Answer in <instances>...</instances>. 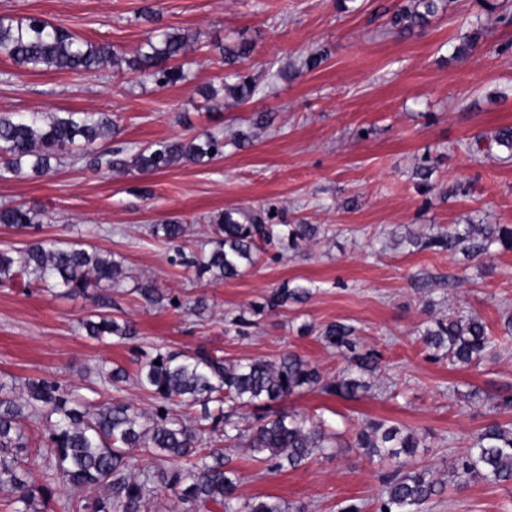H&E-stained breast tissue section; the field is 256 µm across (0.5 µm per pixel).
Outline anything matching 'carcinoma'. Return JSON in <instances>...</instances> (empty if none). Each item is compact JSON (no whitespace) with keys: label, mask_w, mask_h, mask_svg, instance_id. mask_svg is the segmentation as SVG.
Listing matches in <instances>:
<instances>
[{"label":"carcinoma","mask_w":512,"mask_h":512,"mask_svg":"<svg viewBox=\"0 0 512 512\" xmlns=\"http://www.w3.org/2000/svg\"><path fill=\"white\" fill-rule=\"evenodd\" d=\"M436 8L435 0H411L392 16L391 25L401 29L420 25ZM198 41L196 34L155 29L137 54L127 59L109 43L82 38L44 19L0 16V56L26 71L94 73L110 63L149 78L158 88L189 80L183 60ZM218 48L230 67L253 52L245 42L221 43ZM222 88L241 102L259 92L256 80L237 69L230 80L222 82ZM120 131L104 112L0 114V177H39L65 158L91 169L127 168L149 176L180 162L202 164L224 154V139L213 134L159 141L137 149L128 162L94 148L98 140L116 138ZM276 218L269 208L226 210L212 219L211 248L200 254H188L177 246L184 233L177 221L155 224L151 233L173 247L170 264L232 280L265 255L282 257L274 251L275 245L287 242L296 247L318 233L314 224H278ZM35 223L36 213L23 205L0 207V224L23 231ZM412 244L419 250L463 251L471 257L494 248L511 251L512 225L457 224L446 232L416 238ZM21 275H32L45 287L68 294L88 287L91 280L99 286H116L124 272L120 264L90 245L39 239L24 250L0 249V285ZM137 292L153 305L166 301L177 308L183 306L163 295L152 281L141 283ZM308 294L309 289L302 285L291 288L284 284L270 296L268 305L300 302ZM80 327L96 340L137 336L131 322L119 321L106 312L87 317ZM354 333L355 328L343 322H332L319 331L321 342L346 362L330 378L294 352L276 361L227 363L202 350L188 354L157 348L136 376L138 386L155 401L145 425L144 414L131 402L113 400L93 411L55 380H28L24 398L15 394L16 383L0 381V494L5 495V506L10 512H44L56 487L74 485L85 495L67 502V512H148L158 488L172 493L189 512L211 506L222 512H307L302 504L291 507L273 496L241 500L239 477L224 468V453L208 444L212 434H222L228 446L249 448L254 460L268 464L271 471L297 468L325 453L335 435L327 432L322 422L288 409L285 403L310 391L343 399L367 391L364 377L379 369L380 358L373 350L360 351ZM421 340L434 359L446 357L453 366L478 363L494 355L497 347L483 320L463 312L426 326ZM197 405L202 407L198 418L173 413L175 406L188 409ZM244 408L257 410L247 430L231 421L233 412ZM37 423L45 427V441L35 462L26 429ZM353 447L365 450L369 459H377L389 470L377 512H422V506L443 494L448 483L461 490L479 480L512 482V421L495 420L473 437L467 448L449 461L446 484L414 461L417 439L384 421H373L358 432ZM141 454L158 458L169 467L142 471ZM34 465L42 474L38 485L29 480Z\"/></svg>","instance_id":"obj_1"}]
</instances>
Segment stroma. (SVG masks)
<instances>
[{
	"label": "stroma",
	"instance_id": "35a3bbf8",
	"mask_svg": "<svg viewBox=\"0 0 512 512\" xmlns=\"http://www.w3.org/2000/svg\"><path fill=\"white\" fill-rule=\"evenodd\" d=\"M407 0H0V15L40 17L133 56L153 28L198 34L190 81L163 89L128 70L91 74L30 73L0 58V114L108 112L121 128L108 148L127 159L134 147L202 133L252 139L228 145L205 164L179 163L142 177L62 164L42 178H0V206L38 212L24 232L0 225V248L35 239L83 242L120 263L116 287L60 294L36 282L0 287V380L50 377L98 406L113 397L150 412L136 383L139 362L154 348H204L225 361L276 360L292 351L332 376L344 361L316 331L331 322L356 329L377 351L381 369L353 400L320 392L291 398L290 409L323 418L339 432L336 447L296 468L269 471L249 449L228 448L244 499L279 498L308 512H337L343 501L376 512L381 467L351 443L383 420L412 432L416 459L447 480L445 467L496 414L498 394L512 390V251L479 258L420 250L427 237L456 224L512 225V156L493 145L512 127V23L493 0H437L429 21L409 30L390 20ZM250 41L238 68L260 91L240 104L225 98L207 109L200 87L220 85L226 68L213 42ZM327 59L309 70L310 51ZM271 124L256 127V113ZM426 167L428 181L416 170ZM278 208L286 224H316V239L261 259L241 277L216 280L171 266L150 227L169 219L185 227L186 250L207 247L209 219L227 209ZM151 280L183 308L147 303L136 291ZM303 285L308 298L265 306L281 285ZM202 308H194L195 300ZM108 311L132 321L136 339L98 341L79 327ZM454 311L474 312L499 340L498 354L470 366L433 360L420 333ZM251 321L237 330L234 320ZM122 365L129 377L113 390L103 376ZM479 390L468 402L466 394ZM423 512H512V484L475 482L448 488Z\"/></svg>",
	"mask_w": 512,
	"mask_h": 512
}]
</instances>
